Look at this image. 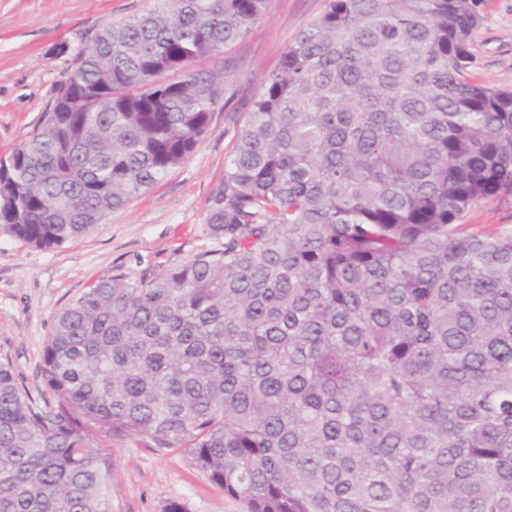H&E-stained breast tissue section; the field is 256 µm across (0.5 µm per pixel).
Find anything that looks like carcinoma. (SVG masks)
Here are the masks:
<instances>
[{"label":"carcinoma","mask_w":512,"mask_h":512,"mask_svg":"<svg viewBox=\"0 0 512 512\" xmlns=\"http://www.w3.org/2000/svg\"><path fill=\"white\" fill-rule=\"evenodd\" d=\"M265 0H153L81 50L0 160V229H94L226 105ZM476 0H327L252 102L216 246L56 316L38 405L0 363V512H110L91 430L185 452L247 512H512V88L467 77ZM464 224L469 234L512 233V197L479 203L467 213Z\"/></svg>","instance_id":"carcinoma-1"}]
</instances>
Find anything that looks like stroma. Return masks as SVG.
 <instances>
[{
	"label": "stroma",
	"instance_id": "35a3bbf8",
	"mask_svg": "<svg viewBox=\"0 0 512 512\" xmlns=\"http://www.w3.org/2000/svg\"><path fill=\"white\" fill-rule=\"evenodd\" d=\"M152 0H0V158L40 123L76 53L109 22L146 12ZM482 17L471 42V80L512 88V0H476ZM325 0H266L262 18L228 45L212 67L230 60V103L193 154L145 195L105 217L94 230L47 250L0 231V362L34 400L48 394L43 349L57 314L99 279L157 273L214 246L205 223L208 199L224 174L252 98L277 72L292 38L317 19ZM470 234L512 233V197L474 206ZM112 465L111 512H244L181 451L156 449L93 431Z\"/></svg>",
	"mask_w": 512,
	"mask_h": 512
}]
</instances>
